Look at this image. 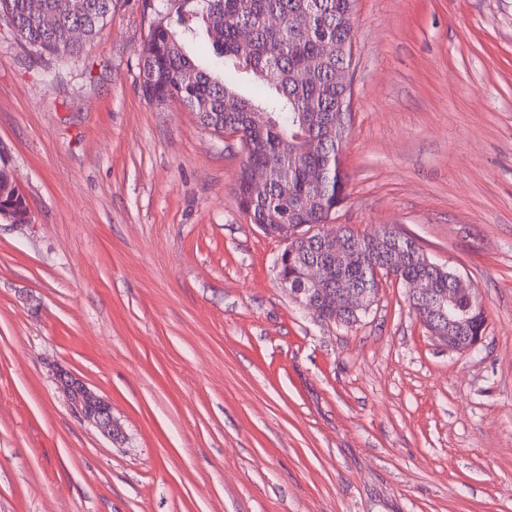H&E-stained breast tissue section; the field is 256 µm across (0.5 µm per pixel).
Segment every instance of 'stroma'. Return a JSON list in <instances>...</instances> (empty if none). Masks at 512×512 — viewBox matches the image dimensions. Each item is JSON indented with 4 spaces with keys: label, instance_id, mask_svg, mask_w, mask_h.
<instances>
[{
    "label": "stroma",
    "instance_id": "35a3bbf8",
    "mask_svg": "<svg viewBox=\"0 0 512 512\" xmlns=\"http://www.w3.org/2000/svg\"><path fill=\"white\" fill-rule=\"evenodd\" d=\"M147 0L63 66L0 19V512H512V0H357L348 199L470 279L449 352L385 280L354 324L295 301L241 210L239 140L148 101ZM112 404L80 423L54 373ZM14 182L15 179L8 166L0 161V220L2 213L5 215V220L3 221L10 224L30 223L31 217L28 218L27 216L29 209L25 202L26 199L24 200L25 196L17 183V189L13 186ZM17 190L22 195H20Z\"/></svg>",
    "mask_w": 512,
    "mask_h": 512
}]
</instances>
